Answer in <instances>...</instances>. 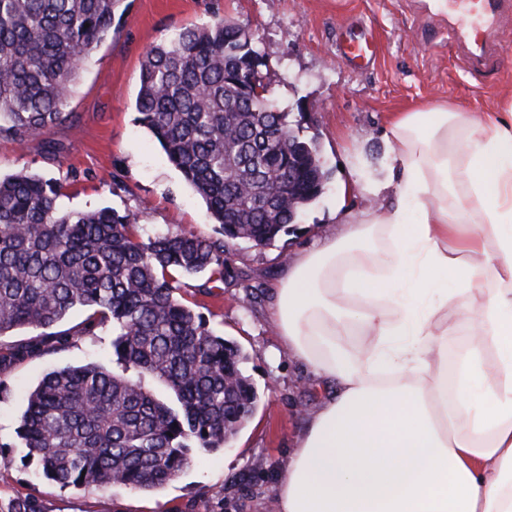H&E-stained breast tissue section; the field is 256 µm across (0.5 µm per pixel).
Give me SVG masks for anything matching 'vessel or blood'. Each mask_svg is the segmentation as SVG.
<instances>
[{"mask_svg":"<svg viewBox=\"0 0 512 512\" xmlns=\"http://www.w3.org/2000/svg\"><path fill=\"white\" fill-rule=\"evenodd\" d=\"M426 10L447 19L448 34L471 69L488 67L503 50V34L512 27V0H427ZM375 30L369 25L340 27L337 54L357 68L376 59Z\"/></svg>","mask_w":512,"mask_h":512,"instance_id":"vessel-or-blood-1","label":"vessel or blood"}]
</instances>
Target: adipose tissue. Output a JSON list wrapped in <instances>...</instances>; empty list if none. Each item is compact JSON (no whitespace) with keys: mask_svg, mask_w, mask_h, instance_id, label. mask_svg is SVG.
<instances>
[{"mask_svg":"<svg viewBox=\"0 0 512 512\" xmlns=\"http://www.w3.org/2000/svg\"><path fill=\"white\" fill-rule=\"evenodd\" d=\"M386 138L398 201L373 185L272 290L283 351L323 391L276 512H512V93L395 113Z\"/></svg>","mask_w":512,"mask_h":512,"instance_id":"1","label":"adipose tissue"}]
</instances>
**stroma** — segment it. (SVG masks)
I'll use <instances>...</instances> for the list:
<instances>
[{"label":"stroma","mask_w":512,"mask_h":512,"mask_svg":"<svg viewBox=\"0 0 512 512\" xmlns=\"http://www.w3.org/2000/svg\"><path fill=\"white\" fill-rule=\"evenodd\" d=\"M123 6L80 69L69 119L21 145L0 138L1 175L55 181L64 212L108 207L136 214L149 234H213L205 203L139 123L134 103L150 47L223 18L253 31L258 51L280 75L270 97L302 137L317 143L328 180L289 233L264 247L237 244L221 287L204 293L194 279L178 280L176 297L248 356L244 369L259 401L238 434L223 448L193 451L175 479L150 492L63 489L48 481L17 434L27 393L56 368L112 366L110 327L78 335L86 313L76 309L58 325L72 333L67 345L0 370V512L20 500L38 512H268L275 477L321 402L313 375L283 352L269 315L280 267L330 233L337 212L376 205L368 188L390 178L385 130L392 113L445 99L478 112L497 109L512 91V36L489 69L473 71L456 56L446 23L426 14L419 0H124ZM352 22L376 31L370 68H351L336 56V33Z\"/></svg>","instance_id":"1"}]
</instances>
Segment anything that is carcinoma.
Listing matches in <instances>:
<instances>
[{
	"label": "carcinoma",
	"mask_w": 512,
	"mask_h": 512,
	"mask_svg": "<svg viewBox=\"0 0 512 512\" xmlns=\"http://www.w3.org/2000/svg\"><path fill=\"white\" fill-rule=\"evenodd\" d=\"M122 0H0V137L19 144L69 117L81 64L112 29ZM266 67L247 27L216 19L146 53L139 122L204 200L214 235L137 233L110 208L63 213L41 177H0V337L36 331L0 367L68 341L52 331L75 308L79 333L112 327L115 367L52 370L27 395L18 434L45 478L63 487L150 491L195 449L237 435L258 403L246 357L174 296L171 272L207 293L224 281L231 247H263L288 231L324 185L317 144L268 96ZM296 179L288 199V164Z\"/></svg>",
	"instance_id": "cac0c4a2"
}]
</instances>
